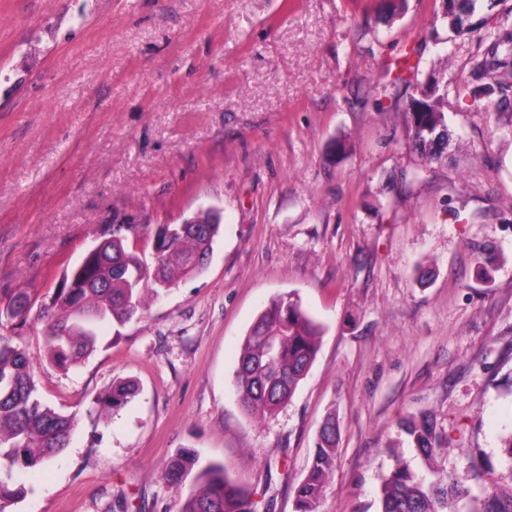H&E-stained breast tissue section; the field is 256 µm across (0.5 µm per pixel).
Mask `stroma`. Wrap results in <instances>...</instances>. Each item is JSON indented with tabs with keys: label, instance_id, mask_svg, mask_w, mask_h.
I'll use <instances>...</instances> for the list:
<instances>
[{
	"label": "stroma",
	"instance_id": "1",
	"mask_svg": "<svg viewBox=\"0 0 512 512\" xmlns=\"http://www.w3.org/2000/svg\"><path fill=\"white\" fill-rule=\"evenodd\" d=\"M442 0H0V336L35 360L44 403L75 414L68 445L13 512H177L166 461L194 449L293 512V488L335 414L321 512H378L397 426L434 415L470 495L512 491V127L493 100L449 94L441 159L416 151L394 80L405 52L430 85L465 74L500 10L455 36ZM221 215L202 274L98 332L63 372L44 362L40 306L64 267L131 225ZM293 293L321 323L316 359L275 416L232 382L244 336ZM137 392L104 414L113 385Z\"/></svg>",
	"mask_w": 512,
	"mask_h": 512
}]
</instances>
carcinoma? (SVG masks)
<instances>
[{"mask_svg": "<svg viewBox=\"0 0 512 512\" xmlns=\"http://www.w3.org/2000/svg\"><path fill=\"white\" fill-rule=\"evenodd\" d=\"M489 48L470 61L466 80L452 81L450 86L475 96L495 95L497 111L512 117L511 15L497 22ZM447 95L445 89L412 96L406 108L412 144L431 159L441 158L448 141ZM124 230L130 226L112 225L106 244L77 266L64 269L58 287L42 304L47 319L46 358L62 371L95 350L100 324H123L136 317L144 309L145 292L158 296L180 279L202 273L220 225H157L150 264L125 246ZM30 308V298L21 295L11 306L0 308V321L24 322ZM320 334V325L292 294L271 299L244 336L234 373L235 393L249 414L271 417L290 402L316 358ZM135 393L131 383L117 384L102 398V411L127 404ZM75 426L74 415L58 412L39 398L34 364L26 350L0 336V512H10L23 497L22 474L57 457ZM398 426L417 456L433 461L440 450L434 418L405 416ZM337 453L336 419L330 415L320 427L311 464L294 488V512H319ZM192 471L193 486L180 496L178 512H256L250 494L231 481L221 465L202 464L191 450L168 461L164 478L179 487ZM430 472L431 478H423L408 462L396 460L381 477L380 512H448L449 502L470 495L445 470L433 467ZM473 512H512V493L487 490Z\"/></svg>", "mask_w": 512, "mask_h": 512, "instance_id": "carcinoma-1", "label": "carcinoma"}]
</instances>
